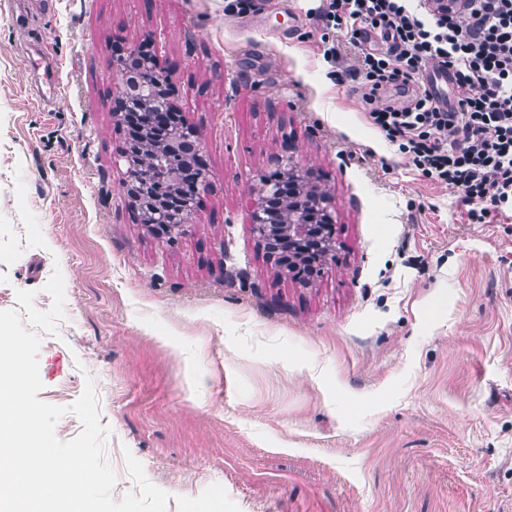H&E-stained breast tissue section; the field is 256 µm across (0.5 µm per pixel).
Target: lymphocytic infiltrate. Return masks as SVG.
<instances>
[{
  "mask_svg": "<svg viewBox=\"0 0 512 512\" xmlns=\"http://www.w3.org/2000/svg\"><path fill=\"white\" fill-rule=\"evenodd\" d=\"M317 17L349 34L356 53L341 78L367 87L370 124L420 176L457 190L474 224L512 202V0L447 14L428 0H322ZM375 34L383 49L367 48ZM430 62L451 74L454 109L423 86ZM393 84L415 87L406 106L381 105Z\"/></svg>",
  "mask_w": 512,
  "mask_h": 512,
  "instance_id": "1",
  "label": "lymphocytic infiltrate"
}]
</instances>
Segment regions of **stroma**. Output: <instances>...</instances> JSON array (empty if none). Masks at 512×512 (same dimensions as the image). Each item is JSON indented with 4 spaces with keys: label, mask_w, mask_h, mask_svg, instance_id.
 <instances>
[{
    "label": "stroma",
    "mask_w": 512,
    "mask_h": 512,
    "mask_svg": "<svg viewBox=\"0 0 512 512\" xmlns=\"http://www.w3.org/2000/svg\"><path fill=\"white\" fill-rule=\"evenodd\" d=\"M320 0H0V311L38 331L40 400L93 381L114 499L166 512H512V205L470 223L332 81ZM155 40L210 172L174 240L121 190L117 41ZM293 157L334 264L275 280L249 224ZM359 409L346 414V401Z\"/></svg>",
    "instance_id": "obj_1"
}]
</instances>
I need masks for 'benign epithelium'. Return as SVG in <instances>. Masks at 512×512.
I'll return each instance as SVG.
<instances>
[{
	"label": "benign epithelium",
	"instance_id": "benign-epithelium-1",
	"mask_svg": "<svg viewBox=\"0 0 512 512\" xmlns=\"http://www.w3.org/2000/svg\"><path fill=\"white\" fill-rule=\"evenodd\" d=\"M112 60L121 73L134 74V80L120 86L112 97V118L119 126L132 122L141 131L138 140L126 142L121 150L127 163L122 188L142 223L171 239L194 223L200 196L208 188L207 168L198 163L184 178L178 172L170 173L176 188L162 198L146 195L141 170L163 149L188 161L200 157L201 136L183 113L171 121V88L157 73L156 54L144 45L117 44ZM328 201L326 193L300 184L291 163L273 174L258 176L251 233L273 262L271 273L276 279L308 284L335 260L336 224L326 209Z\"/></svg>",
	"mask_w": 512,
	"mask_h": 512
}]
</instances>
